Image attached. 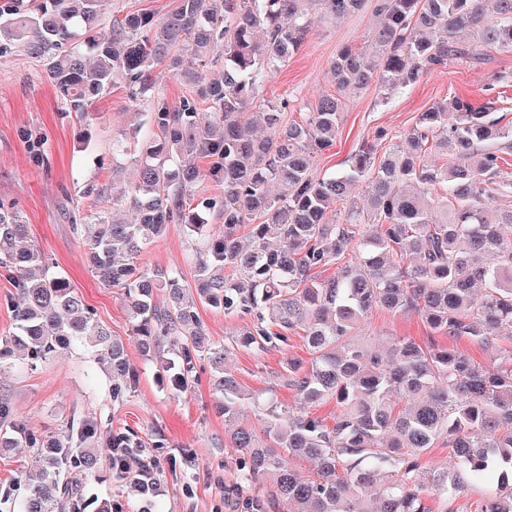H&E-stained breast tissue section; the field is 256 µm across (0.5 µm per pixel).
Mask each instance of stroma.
Segmentation results:
<instances>
[{"label": "stroma", "instance_id": "obj_1", "mask_svg": "<svg viewBox=\"0 0 512 512\" xmlns=\"http://www.w3.org/2000/svg\"><path fill=\"white\" fill-rule=\"evenodd\" d=\"M375 4L376 0H367L362 10L340 18L313 9L309 38L264 84L261 97L287 100L286 119H304L322 96L336 91L330 65L337 51L370 44L379 23ZM499 73L512 74V53L490 49L484 59L449 61L423 74L414 86L388 96L378 83H370L346 99L336 140L317 154L313 175L335 176L377 131L402 135L419 112L456 93L479 102L495 100L502 127L511 133L512 86L497 82ZM151 100L131 102L120 77L83 117L63 111L41 63L19 52L0 56V202L17 204L29 226V244L48 257L54 272L69 279L111 333L124 339L131 364L139 372L135 390L123 402H114L111 376L87 351L77 348L33 367L16 362L1 370L0 403L27 429L43 434L65 433L73 424L90 420L97 425L100 444H108L119 432L145 441L148 456L156 461L155 512H231L228 497L247 498L250 489L237 482L236 455L225 440L224 417L209 391L208 364L197 365L191 392L171 390L161 363L140 352L121 289L104 286L92 275L83 244L72 231L73 213L91 214L98 198H111L134 181V156H113L112 143L137 134L149 136L145 122ZM194 243L183 225H169L139 263L152 270H179L185 284H192ZM362 335L375 346L392 336L446 344L488 369L498 364L496 349L465 337L433 333L413 313L373 311ZM307 356L300 335L294 334L286 345L266 353L235 350L226 367L245 393L272 389L278 400L288 404L293 392L281 375L289 360ZM34 468L32 449L0 448V490L21 497ZM111 468L106 458L96 472L82 475L87 496L94 502L87 512H97L106 503L112 512H141V500L113 477Z\"/></svg>", "mask_w": 512, "mask_h": 512}]
</instances>
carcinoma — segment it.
<instances>
[{
  "instance_id": "obj_1",
  "label": "carcinoma",
  "mask_w": 512,
  "mask_h": 512,
  "mask_svg": "<svg viewBox=\"0 0 512 512\" xmlns=\"http://www.w3.org/2000/svg\"><path fill=\"white\" fill-rule=\"evenodd\" d=\"M105 0H3L0 55L20 45L42 63L61 103L86 115L95 99L124 76L137 102L154 88V67L169 62L191 89L171 106L154 104V136L138 159L131 190L73 224L85 257L103 284L123 290L132 332L145 356L176 350L170 384L191 389L196 365L209 363L222 400L224 432L239 453L240 482L255 487L246 512H430L426 492L446 497L448 512L470 483H493L478 512H512V351L490 371L457 349L393 336L385 355L359 339L375 310L415 313L435 333L469 337L485 346L512 339V205L490 201L512 191L500 168L512 140L499 128L492 102L463 94L434 103L381 158L362 145L347 171L312 174L314 153L333 145L343 101L321 98L306 119L284 121L288 101L265 104L268 132L254 133L245 112L260 83L274 78L308 38L312 0H179L160 21L144 10L110 27ZM343 17L365 0H319ZM380 27L366 49L341 48L331 77L341 92L377 80L385 94L416 84L451 58L474 59L482 49L512 51V0H377ZM195 46L187 62L180 42ZM224 48V72H203ZM210 113L197 111L199 102ZM450 155L442 167L425 162L432 149ZM213 159L202 171L199 159ZM207 176L219 199L200 202L193 188ZM364 183L366 203L352 197ZM347 205L345 223L329 210ZM128 207L127 222L110 211ZM218 209L219 223L206 213ZM260 219L257 224L254 219ZM170 224L200 241L194 287L176 270L137 264L146 245ZM247 229L248 245L240 232ZM28 224L17 206L0 203V267L15 294L8 304L15 331L0 337V368L43 361L76 345L90 349L112 375V398L137 385L124 343L86 305L70 281L26 244ZM336 274L320 277V269ZM230 274H224V270ZM165 300H157L158 295ZM250 316V326L221 345L211 340L198 304ZM295 328L309 360L288 361L284 385L294 404L245 394L224 372L235 349L266 352ZM254 399L262 431L243 417ZM336 401V418L309 408ZM0 447L32 448L39 475L18 512H81L78 475L100 466L90 446L95 426L83 421L67 434H35L14 422ZM453 463L431 468L423 456L437 443ZM119 457L140 456L137 438L118 433L108 445ZM315 463L303 478L289 459ZM120 479L146 500L156 494L152 469Z\"/></svg>"
}]
</instances>
